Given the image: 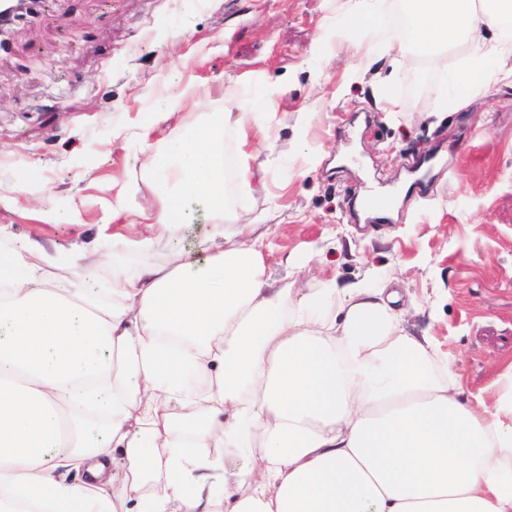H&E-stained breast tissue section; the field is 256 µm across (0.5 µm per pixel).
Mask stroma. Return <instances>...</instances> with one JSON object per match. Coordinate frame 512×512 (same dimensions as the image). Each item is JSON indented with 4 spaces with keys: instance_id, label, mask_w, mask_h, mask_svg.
<instances>
[{
    "instance_id": "1",
    "label": "stroma",
    "mask_w": 512,
    "mask_h": 512,
    "mask_svg": "<svg viewBox=\"0 0 512 512\" xmlns=\"http://www.w3.org/2000/svg\"><path fill=\"white\" fill-rule=\"evenodd\" d=\"M345 0H43L0 37V225L46 247L92 239L129 181L150 207L147 166L125 164L133 132L189 85L185 112L225 110L224 88L267 105L252 154L275 287L391 278L404 322L432 337L468 403L495 412L512 366V87L475 93L466 50L448 72L355 31ZM423 76L414 96L409 76ZM466 96L451 110L449 96ZM401 201L367 218L359 196ZM78 209L46 224L45 210Z\"/></svg>"
}]
</instances>
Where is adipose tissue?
<instances>
[{
	"instance_id": "obj_1",
	"label": "adipose tissue",
	"mask_w": 512,
	"mask_h": 512,
	"mask_svg": "<svg viewBox=\"0 0 512 512\" xmlns=\"http://www.w3.org/2000/svg\"><path fill=\"white\" fill-rule=\"evenodd\" d=\"M404 6L406 39L373 0H347L367 36L417 44L429 68L461 44L485 84L512 83V0ZM224 99L235 119L188 113L190 135L162 153L152 127L137 133L167 187L153 237L111 229L138 209L134 182L70 256L0 225V512H512V369L483 414L385 286L273 287L226 199L255 191L228 138L267 134L270 115L236 86ZM191 204L215 221L206 237L129 261L173 240Z\"/></svg>"
}]
</instances>
